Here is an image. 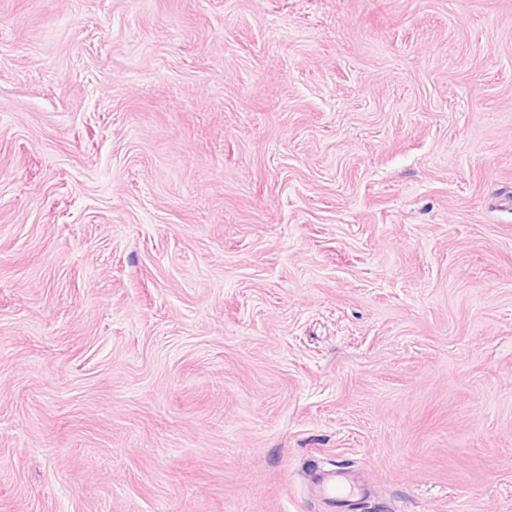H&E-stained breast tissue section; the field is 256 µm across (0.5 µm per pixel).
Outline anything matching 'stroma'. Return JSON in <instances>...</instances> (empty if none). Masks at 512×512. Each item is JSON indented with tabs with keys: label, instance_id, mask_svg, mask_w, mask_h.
<instances>
[{
	"label": "stroma",
	"instance_id": "35a3bbf8",
	"mask_svg": "<svg viewBox=\"0 0 512 512\" xmlns=\"http://www.w3.org/2000/svg\"><path fill=\"white\" fill-rule=\"evenodd\" d=\"M512 512V0H0V512ZM321 498L331 509H340L347 505L351 484L338 470H329L316 481Z\"/></svg>",
	"mask_w": 512,
	"mask_h": 512
}]
</instances>
